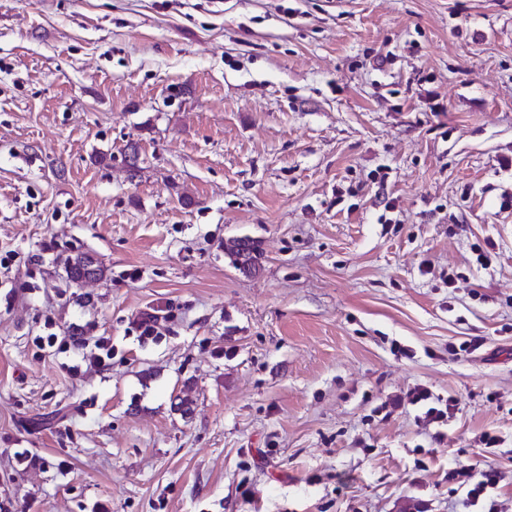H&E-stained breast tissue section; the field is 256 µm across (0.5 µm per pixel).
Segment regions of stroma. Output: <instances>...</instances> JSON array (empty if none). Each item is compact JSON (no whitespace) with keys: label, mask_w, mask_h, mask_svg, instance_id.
<instances>
[{"label":"stroma","mask_w":512,"mask_h":512,"mask_svg":"<svg viewBox=\"0 0 512 512\" xmlns=\"http://www.w3.org/2000/svg\"><path fill=\"white\" fill-rule=\"evenodd\" d=\"M486 463L512 512V0H0L5 512H467ZM224 250L233 258L236 267L239 269L240 264L257 272L262 269L261 251L257 240L248 236L229 239L225 242ZM105 274L103 265L87 252H78L67 262V275L72 281H89L87 275L101 278ZM455 474L463 478V484L469 486L467 502L473 505L485 496L488 488L496 485L498 476L491 465H486L478 471L472 465H464Z\"/></svg>","instance_id":"obj_1"}]
</instances>
